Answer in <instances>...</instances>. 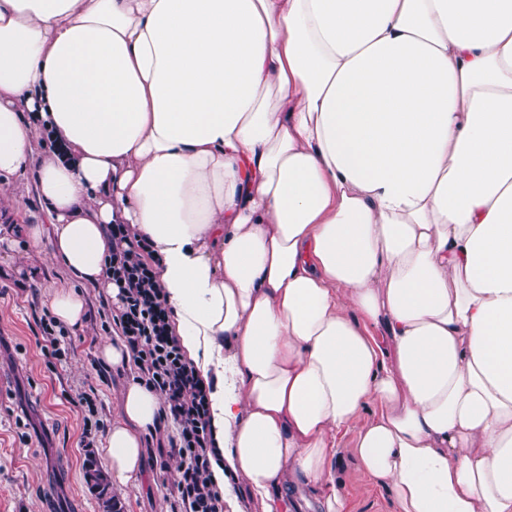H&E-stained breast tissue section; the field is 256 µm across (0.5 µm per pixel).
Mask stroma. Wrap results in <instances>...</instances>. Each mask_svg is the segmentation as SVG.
Masks as SVG:
<instances>
[{
  "mask_svg": "<svg viewBox=\"0 0 512 512\" xmlns=\"http://www.w3.org/2000/svg\"><path fill=\"white\" fill-rule=\"evenodd\" d=\"M32 181L29 174L15 178L14 200H0V512H103L86 467L107 469L99 448L121 415V392L134 374L104 371L97 361L98 341L119 338L121 331L102 323L93 288L86 291L84 327L63 329L62 361L47 365L37 338L51 315L49 297L73 280L51 261L48 245L30 247L24 240L25 226L45 218ZM81 393L93 409L74 406ZM88 415L97 423L93 454L81 443ZM356 432L352 425L336 436V474L348 512H396L393 489L359 468L352 453ZM166 443L163 435L148 441L139 472L127 481L110 478L108 494L122 512H170L179 462L157 463Z\"/></svg>",
  "mask_w": 512,
  "mask_h": 512,
  "instance_id": "obj_1",
  "label": "stroma"
}]
</instances>
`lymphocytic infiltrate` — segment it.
<instances>
[{
	"mask_svg": "<svg viewBox=\"0 0 512 512\" xmlns=\"http://www.w3.org/2000/svg\"><path fill=\"white\" fill-rule=\"evenodd\" d=\"M112 242V278L122 287L113 321L121 330L138 380L164 396L165 419L175 427L166 450L180 460L174 512H224V501L209 477L216 450L207 390L184 360L177 337L170 333L155 273L128 242L123 225H113Z\"/></svg>",
	"mask_w": 512,
	"mask_h": 512,
	"instance_id": "obj_1",
	"label": "lymphocytic infiltrate"
}]
</instances>
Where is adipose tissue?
Returning a JSON list of instances; mask_svg holds the SVG:
<instances>
[{
  "label": "adipose tissue",
  "mask_w": 512,
  "mask_h": 512,
  "mask_svg": "<svg viewBox=\"0 0 512 512\" xmlns=\"http://www.w3.org/2000/svg\"><path fill=\"white\" fill-rule=\"evenodd\" d=\"M29 171L58 324L147 242L216 487L347 512L355 422L397 512H512V0H0V195ZM121 402L126 477L164 401Z\"/></svg>",
  "instance_id": "obj_1"
}]
</instances>
